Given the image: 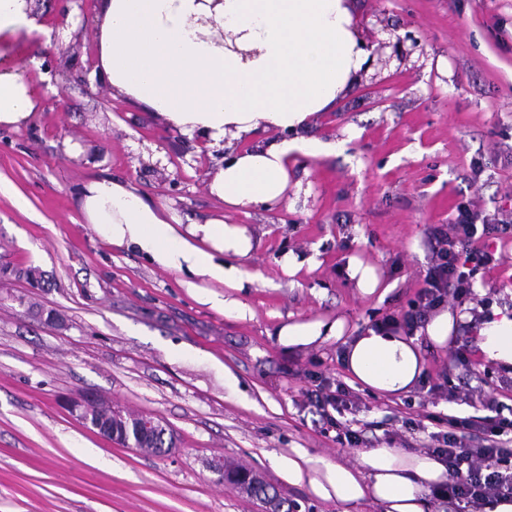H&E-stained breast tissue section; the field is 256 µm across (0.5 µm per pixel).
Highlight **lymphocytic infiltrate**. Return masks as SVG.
I'll return each mask as SVG.
<instances>
[{
	"label": "lymphocytic infiltrate",
	"instance_id": "f902f5d3",
	"mask_svg": "<svg viewBox=\"0 0 512 512\" xmlns=\"http://www.w3.org/2000/svg\"><path fill=\"white\" fill-rule=\"evenodd\" d=\"M498 228V218L466 206L459 207L449 228H433L432 256L423 288L409 311L383 317L375 322V329L412 335L447 298L461 300L471 295L475 273L502 263L501 255L483 243ZM307 398L324 423L335 427L338 444L348 448L363 444L361 432L339 420L340 414L355 406L354 396L344 384L317 385ZM474 401V414L449 418L447 431L431 433L427 447L448 470L447 482L435 495L448 500L455 512H469L499 497H512V417L504 416L503 405L492 397L478 394Z\"/></svg>",
	"mask_w": 512,
	"mask_h": 512
}]
</instances>
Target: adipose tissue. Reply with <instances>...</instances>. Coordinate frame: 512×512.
Here are the masks:
<instances>
[{"instance_id": "ef3b65f1", "label": "adipose tissue", "mask_w": 512, "mask_h": 512, "mask_svg": "<svg viewBox=\"0 0 512 512\" xmlns=\"http://www.w3.org/2000/svg\"><path fill=\"white\" fill-rule=\"evenodd\" d=\"M99 18L102 76L168 125L215 150L229 135L283 131V139L242 151L215 173L209 190L229 212L283 203L294 153L335 154V142L297 132L344 96L367 62L349 0H100ZM43 32L26 0H0V42ZM39 101L38 89L0 59V126L27 123ZM78 199L86 223L113 244L136 245L162 268L223 284L229 295L210 296V303L230 318L249 315L235 296L250 283L237 265L253 250L246 225L224 217L183 220L109 178L84 183ZM219 253L224 261H216ZM473 321L480 360L512 371V317L499 310L478 321L441 308L414 336L366 330L347 344L343 364L361 388L404 395L424 378V345L448 347L456 323ZM343 330L342 320H313L282 325L276 334L282 343L306 346ZM285 467L289 484L308 485L321 499L369 498L386 512H425L424 492L448 477L433 456L385 447L361 451L353 466L315 465L296 449Z\"/></svg>"}]
</instances>
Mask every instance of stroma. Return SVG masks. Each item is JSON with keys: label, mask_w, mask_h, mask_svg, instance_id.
<instances>
[{"label": "stroma", "mask_w": 512, "mask_h": 512, "mask_svg": "<svg viewBox=\"0 0 512 512\" xmlns=\"http://www.w3.org/2000/svg\"><path fill=\"white\" fill-rule=\"evenodd\" d=\"M350 5L375 62L302 130L340 151L296 157L279 209L229 215L254 244L239 262L255 279L239 294L253 315L238 320L204 301L223 285L184 287L86 223L77 190L95 178L183 217L225 215L209 192L224 156L97 75L99 0H35L51 41L22 39L8 53L43 98L29 123L0 127V512H266L219 482L220 462L256 470L298 512H384L290 485L275 460L300 448L355 464L358 449L337 443L306 392L350 384L346 341L409 310L430 227L453 223L461 205L512 218V0ZM408 33L419 45L397 58L392 44ZM488 243L502 265L478 271L470 298L448 309L512 310V227ZM288 253L300 262L291 275L279 264ZM354 258L375 267L381 290L357 288ZM314 319L343 320L342 337L288 346L275 335ZM475 341L462 324L451 348L425 347L426 382L407 395L357 390L369 447L420 454L449 417L472 414L430 395L433 382L478 386L512 407V376L458 362L455 346ZM78 393L159 420L175 452L147 455L87 430L63 404Z\"/></svg>", "instance_id": "35a3bbf8"}]
</instances>
